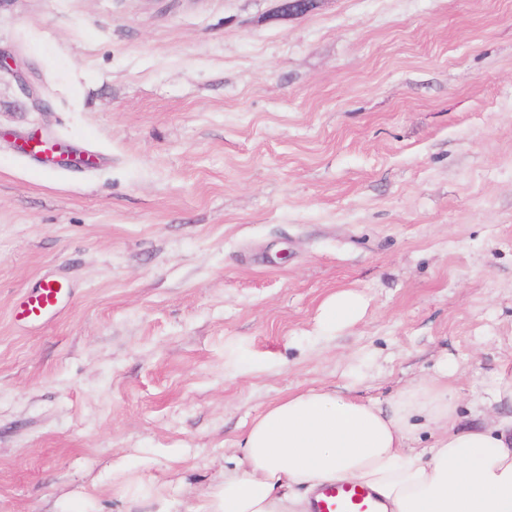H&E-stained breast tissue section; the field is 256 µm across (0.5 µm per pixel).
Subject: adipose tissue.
<instances>
[{"label":"adipose tissue","mask_w":512,"mask_h":512,"mask_svg":"<svg viewBox=\"0 0 512 512\" xmlns=\"http://www.w3.org/2000/svg\"><path fill=\"white\" fill-rule=\"evenodd\" d=\"M361 298L350 291L322 305L328 328L354 324ZM454 374L406 386L388 404L330 388L288 393L253 419L242 456L225 471L208 512H310L322 485L370 488L382 512H512V368H502L473 404L476 425H459ZM436 432L431 447L411 442Z\"/></svg>","instance_id":"obj_1"}]
</instances>
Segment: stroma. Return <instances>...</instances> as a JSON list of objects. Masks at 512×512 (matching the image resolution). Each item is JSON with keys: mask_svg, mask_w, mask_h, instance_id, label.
<instances>
[{"mask_svg": "<svg viewBox=\"0 0 512 512\" xmlns=\"http://www.w3.org/2000/svg\"><path fill=\"white\" fill-rule=\"evenodd\" d=\"M278 5L0 0V512H201L289 391L512 363V0ZM61 288L54 282H46L35 292L27 296L25 312L31 320H40L45 313L54 310L57 306ZM362 306L361 298L353 292H338L322 305L320 322L325 327L336 330L350 326L359 319Z\"/></svg>", "mask_w": 512, "mask_h": 512, "instance_id": "1", "label": "stroma"}]
</instances>
